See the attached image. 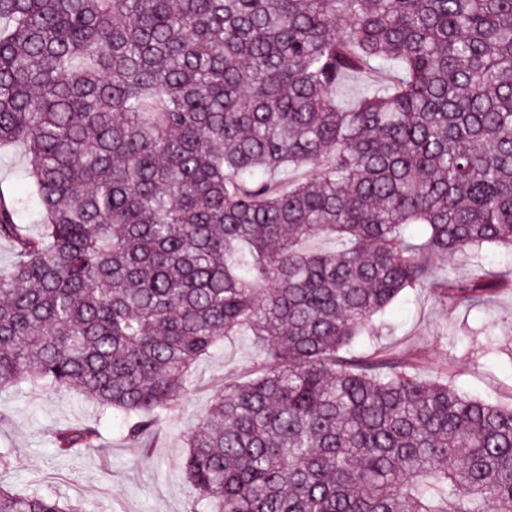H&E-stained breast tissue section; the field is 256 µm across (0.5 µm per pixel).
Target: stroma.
I'll list each match as a JSON object with an SVG mask.
<instances>
[{
	"label": "stroma",
	"mask_w": 512,
	"mask_h": 512,
	"mask_svg": "<svg viewBox=\"0 0 512 512\" xmlns=\"http://www.w3.org/2000/svg\"><path fill=\"white\" fill-rule=\"evenodd\" d=\"M388 328L360 349L399 352L417 360L422 378L446 373L460 391L503 406L512 404V287L465 311L430 291H405L388 312ZM263 353L253 337L222 343L195 367L180 405L167 413L157 440L132 447L124 422L102 430L98 455L58 457L56 430L94 423L83 396L46 386L0 389V448L12 451V487L81 500L85 512H192L195 492L184 477L185 436L204 417L218 386L256 377Z\"/></svg>",
	"instance_id": "35a3bbf8"
}]
</instances>
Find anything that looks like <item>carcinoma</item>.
Returning a JSON list of instances; mask_svg holds the SVG:
<instances>
[{"instance_id": "cac0c4a2", "label": "carcinoma", "mask_w": 512, "mask_h": 512, "mask_svg": "<svg viewBox=\"0 0 512 512\" xmlns=\"http://www.w3.org/2000/svg\"><path fill=\"white\" fill-rule=\"evenodd\" d=\"M4 145L41 230L0 201V388L137 442L245 329L263 372L185 440L203 512H512V407L346 357L407 289L504 286L439 259L512 251V0H0ZM53 442L102 450L96 424ZM9 455L0 512H81L14 493Z\"/></svg>"}]
</instances>
